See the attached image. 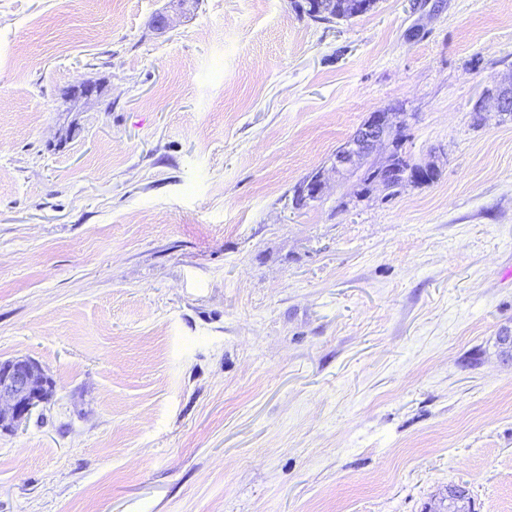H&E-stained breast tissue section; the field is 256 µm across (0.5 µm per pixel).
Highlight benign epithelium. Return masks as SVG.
I'll return each mask as SVG.
<instances>
[{
	"label": "benign epithelium",
	"mask_w": 512,
	"mask_h": 512,
	"mask_svg": "<svg viewBox=\"0 0 512 512\" xmlns=\"http://www.w3.org/2000/svg\"><path fill=\"white\" fill-rule=\"evenodd\" d=\"M101 94L95 84H82L72 88L69 100L72 111H78L81 100ZM497 111H512V86L498 88L494 94ZM400 123L393 112H373L352 135L348 145L336 151L332 169L338 173L352 172L363 165L379 146H390L403 140L396 133ZM396 175L395 167L387 162L378 166L369 186H382ZM325 188L324 175L316 171L301 187V194L311 200L320 197ZM51 384L45 369L35 360L18 357L0 363V430L9 431L24 421L33 410L50 396Z\"/></svg>",
	"instance_id": "1"
}]
</instances>
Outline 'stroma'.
<instances>
[{"instance_id":"35a3bbf8","label":"stroma","mask_w":512,"mask_h":512,"mask_svg":"<svg viewBox=\"0 0 512 512\" xmlns=\"http://www.w3.org/2000/svg\"><path fill=\"white\" fill-rule=\"evenodd\" d=\"M511 79L512 0H0V512H512ZM388 107L439 176L362 196ZM316 16H330L334 10V3H336L335 19L351 18L358 16L353 5L355 0H318ZM336 1V2H335ZM395 112H372L352 135L348 145L336 151L332 168L338 172H353L363 165L378 146H390L393 140L405 139L396 130L401 123L395 121ZM306 179L303 180H306V182L301 187V194L310 200H316L322 195L325 188L323 172L316 171L308 178L306 177ZM302 195H296L293 192L292 203L295 207H303L307 205V202ZM51 379L35 360L18 357L0 364V430L24 421L50 396Z\"/></svg>"}]
</instances>
